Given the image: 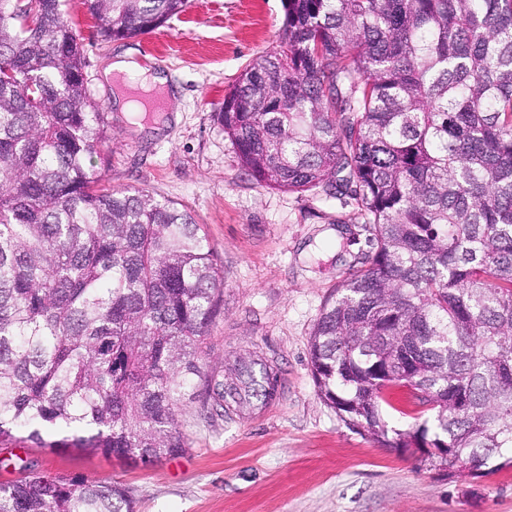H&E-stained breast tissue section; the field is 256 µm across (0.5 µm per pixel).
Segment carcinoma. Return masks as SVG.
I'll list each match as a JSON object with an SVG mask.
<instances>
[{
    "label": "carcinoma",
    "instance_id": "carcinoma-1",
    "mask_svg": "<svg viewBox=\"0 0 512 512\" xmlns=\"http://www.w3.org/2000/svg\"><path fill=\"white\" fill-rule=\"evenodd\" d=\"M187 0H84L104 37ZM63 0H0V448L144 463L188 448L179 416L279 394L274 365L203 362L224 277L191 210L112 190L107 123ZM262 187L347 195L372 251L309 336L318 394L449 478L512 469V0H286L275 50L219 113ZM433 411L410 430L390 388ZM0 485V512H134L81 475ZM409 397L410 392L404 386H395L389 390L388 400L391 406L383 404V415L389 427L408 430L415 424V420L412 417H416V412L404 415L398 411L406 407H408V409H414L413 406L409 405Z\"/></svg>",
    "mask_w": 512,
    "mask_h": 512
}]
</instances>
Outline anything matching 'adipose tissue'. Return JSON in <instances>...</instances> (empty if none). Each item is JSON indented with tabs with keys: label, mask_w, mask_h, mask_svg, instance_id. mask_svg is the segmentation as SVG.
Wrapping results in <instances>:
<instances>
[{
	"label": "adipose tissue",
	"mask_w": 512,
	"mask_h": 512,
	"mask_svg": "<svg viewBox=\"0 0 512 512\" xmlns=\"http://www.w3.org/2000/svg\"><path fill=\"white\" fill-rule=\"evenodd\" d=\"M103 76L106 81L115 85L112 94L114 108L127 114H139L144 110L143 105L135 98L136 92L149 93L157 90L167 95L173 92L166 72L145 69L131 51L115 55L104 69Z\"/></svg>",
	"instance_id": "ef3b65f1"
}]
</instances>
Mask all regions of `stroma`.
<instances>
[{
    "label": "stroma",
    "mask_w": 512,
    "mask_h": 512,
    "mask_svg": "<svg viewBox=\"0 0 512 512\" xmlns=\"http://www.w3.org/2000/svg\"><path fill=\"white\" fill-rule=\"evenodd\" d=\"M65 9L109 126L97 161L104 184L191 209L224 276L205 361L223 372L239 355L264 357L276 363L281 391L266 406L210 419L187 408L188 450L148 466L29 443L17 455L51 476L121 483L136 512H512V469L448 480L416 449L348 428L317 393L308 338L332 289L369 249L363 219L342 198L257 185L218 120L243 68L277 46L283 0H188L152 32L116 41L98 33L81 0ZM130 48L176 89L165 107L179 120L161 132L112 109L101 72Z\"/></svg>",
    "instance_id": "1"
}]
</instances>
